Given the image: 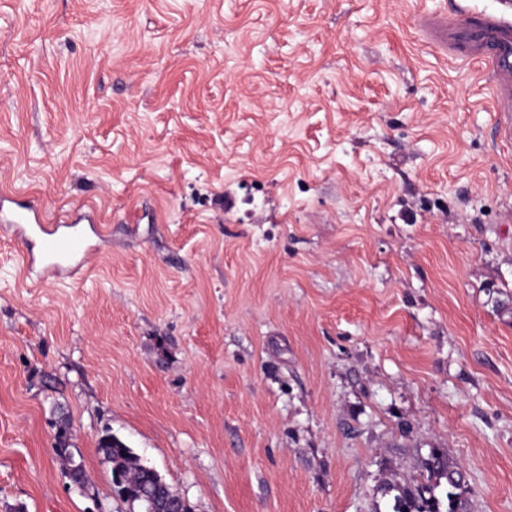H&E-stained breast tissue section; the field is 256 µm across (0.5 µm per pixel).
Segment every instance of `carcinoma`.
<instances>
[{
  "label": "carcinoma",
  "mask_w": 512,
  "mask_h": 512,
  "mask_svg": "<svg viewBox=\"0 0 512 512\" xmlns=\"http://www.w3.org/2000/svg\"><path fill=\"white\" fill-rule=\"evenodd\" d=\"M99 451L112 465V475L118 474L123 479V484L113 485L115 495H120L123 488L145 494H173L170 485L155 479L151 467L142 464L124 441H114L112 435L107 434L100 440ZM54 454L65 473L87 482L83 461L73 452L67 431H62ZM423 470L426 476L425 483L421 485L385 483L381 486V495L388 498V512H468L466 481L457 463L451 461L447 454L433 449L424 462Z\"/></svg>",
  "instance_id": "cac0c4a2"
}]
</instances>
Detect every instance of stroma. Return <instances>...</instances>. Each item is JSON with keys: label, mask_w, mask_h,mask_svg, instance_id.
<instances>
[{"label": "stroma", "mask_w": 512, "mask_h": 512, "mask_svg": "<svg viewBox=\"0 0 512 512\" xmlns=\"http://www.w3.org/2000/svg\"><path fill=\"white\" fill-rule=\"evenodd\" d=\"M453 6L0 0V194L106 236L43 284L0 233V512H126L108 433L194 512H374L434 448L512 512V145ZM58 449L54 450V454L57 459L60 461L63 469L66 474H73L74 477L83 482L87 483L86 473L83 465V461L80 456L76 457L73 452L71 444L69 443V437L67 436V431L63 430L61 433V438H58Z\"/></svg>", "instance_id": "1"}]
</instances>
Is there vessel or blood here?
I'll return each mask as SVG.
<instances>
[{
	"label": "vessel or blood",
	"mask_w": 512,
	"mask_h": 512,
	"mask_svg": "<svg viewBox=\"0 0 512 512\" xmlns=\"http://www.w3.org/2000/svg\"><path fill=\"white\" fill-rule=\"evenodd\" d=\"M445 37L456 56L483 65L500 114V131L512 141V0L490 12L458 0ZM0 223L19 240H38V251H26L22 261L27 270H38L43 280L87 270L95 253L91 239L102 234L95 224L82 229L70 220L48 223L46 206L39 199L10 206L0 200Z\"/></svg>",
	"instance_id": "vessel-or-blood-1"
}]
</instances>
